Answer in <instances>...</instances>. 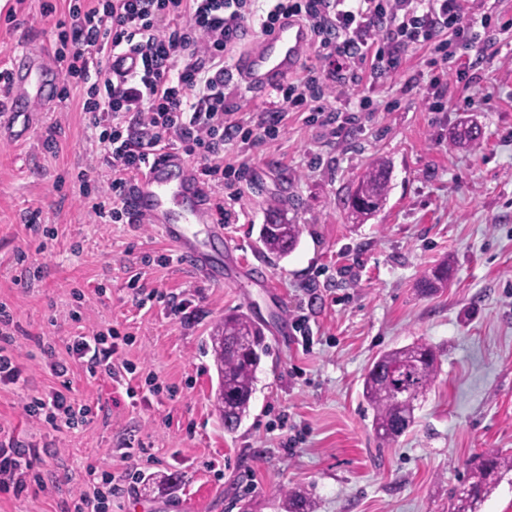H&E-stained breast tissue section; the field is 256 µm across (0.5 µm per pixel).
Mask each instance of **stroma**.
Here are the masks:
<instances>
[{
	"label": "stroma",
	"mask_w": 512,
	"mask_h": 512,
	"mask_svg": "<svg viewBox=\"0 0 512 512\" xmlns=\"http://www.w3.org/2000/svg\"><path fill=\"white\" fill-rule=\"evenodd\" d=\"M14 7L0 11V71L30 45L54 44L66 18L62 0ZM468 66L477 81L467 89L456 73ZM435 78L449 84L437 112L426 101ZM363 96L373 105L357 110L345 139L292 112L277 141L225 145L248 176L224 230L249 245L239 264L269 277L242 288L198 278L152 224L96 221L92 200L111 171L78 91L28 141L0 142V304L28 377L0 384V426L40 445L33 469L53 482L0 493V512H71L91 464L151 476L112 512H284V489L309 493L316 512H448L476 456H512V30L445 63L411 49L349 93ZM466 120L482 128L479 149L449 144ZM379 158L392 165L387 202L354 223L345 201ZM83 171L93 176L87 195ZM273 206L304 227L284 259L258 239ZM22 256L41 270L30 288L16 280ZM445 260L447 288L421 295V274ZM134 276L158 300L138 306ZM170 296L186 317L169 315ZM232 310L262 327L268 352L250 413L230 434L213 406L210 336ZM284 321L308 330L310 346L298 335L282 342ZM110 329L136 367L130 386L75 363L64 380L46 369L45 347L62 358L70 337ZM415 341L435 348L440 372L416 424L383 447L362 377L379 352ZM65 381L91 407L86 420L56 431L30 420L31 395Z\"/></svg>",
	"instance_id": "obj_1"
}]
</instances>
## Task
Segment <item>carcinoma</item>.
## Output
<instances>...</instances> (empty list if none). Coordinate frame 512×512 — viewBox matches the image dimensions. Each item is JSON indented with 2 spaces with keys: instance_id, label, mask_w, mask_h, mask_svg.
<instances>
[{
  "instance_id": "obj_1",
  "label": "carcinoma",
  "mask_w": 512,
  "mask_h": 512,
  "mask_svg": "<svg viewBox=\"0 0 512 512\" xmlns=\"http://www.w3.org/2000/svg\"><path fill=\"white\" fill-rule=\"evenodd\" d=\"M478 132L469 126L457 130L454 145L473 146ZM390 165L377 160L359 179L349 201L351 214L368 218L386 203ZM304 225L285 220L271 230H260L259 239L269 253L285 258L299 245ZM448 287V263L423 272L418 288L435 294ZM215 353L218 385L215 407L224 422L235 426L250 412L256 392L257 371L268 347L261 329L248 316L232 311L224 315V324L211 337ZM439 361L432 346L423 342L393 348L379 354L363 379V397L373 411L372 427L383 446L398 441L415 423V411L434 384ZM512 471V457L490 454L472 468L470 477L452 495L451 512H480L482 504L495 489L502 475ZM288 512H314L313 504L301 491L282 492Z\"/></svg>"
}]
</instances>
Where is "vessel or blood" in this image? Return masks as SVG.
<instances>
[{"mask_svg": "<svg viewBox=\"0 0 512 512\" xmlns=\"http://www.w3.org/2000/svg\"><path fill=\"white\" fill-rule=\"evenodd\" d=\"M312 37L298 18L281 19L274 31L259 36L240 54L234 73L238 83L264 93L290 81L300 69ZM59 72L45 51L23 52L11 68L0 72V140L26 141L37 123L40 107L56 101ZM133 213L158 226L173 244L183 264L206 272L215 283L224 281V261L202 249L199 236L220 244V216L207 183L189 171L183 155L169 151L151 157L134 181L129 197Z\"/></svg>", "mask_w": 512, "mask_h": 512, "instance_id": "vessel-or-blood-1", "label": "vessel or blood"}]
</instances>
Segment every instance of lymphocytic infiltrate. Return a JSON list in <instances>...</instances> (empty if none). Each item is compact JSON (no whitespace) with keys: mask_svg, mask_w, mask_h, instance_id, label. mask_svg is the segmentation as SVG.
<instances>
[{"mask_svg":"<svg viewBox=\"0 0 512 512\" xmlns=\"http://www.w3.org/2000/svg\"><path fill=\"white\" fill-rule=\"evenodd\" d=\"M261 0H66L67 20L55 50L67 86L83 87L81 106L99 128L104 161L112 170L109 193L92 205L107 224H127L126 196L131 178L149 156L174 142L187 154L199 155L208 182L221 187L228 199L242 193L244 168L224 160L227 142L241 139L261 144L276 140L286 112L312 110L313 122L339 138L346 121L339 107L323 105L325 90L339 92L375 82L394 69L412 47H427L448 56L459 42L480 40L490 18L473 22L467 0H274L261 10ZM302 19L311 29L321 66H309L300 78L280 87L287 111L263 113L251 123L237 116L238 86L229 63L247 32L259 19L271 33L282 15ZM135 54L139 67L123 77L112 74L114 55ZM117 331L81 334L66 347L67 360L48 357L46 366L58 378L70 363L90 375L113 381L132 373L128 361H117ZM86 406L54 389L32 398L26 406L40 423L72 424ZM36 444L12 436L0 439V492L22 493L25 470L38 457ZM87 493L75 512H110L113 499L134 492L138 473L112 475L87 469Z\"/></svg>","mask_w":512,"mask_h":512,"instance_id":"obj_1","label":"lymphocytic infiltrate"}]
</instances>
